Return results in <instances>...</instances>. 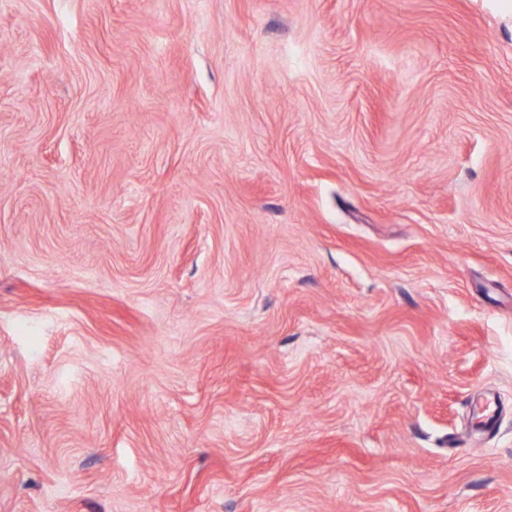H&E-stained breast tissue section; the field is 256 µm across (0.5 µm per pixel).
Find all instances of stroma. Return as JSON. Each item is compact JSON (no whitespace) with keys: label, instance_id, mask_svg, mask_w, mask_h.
<instances>
[{"label":"stroma","instance_id":"1","mask_svg":"<svg viewBox=\"0 0 512 512\" xmlns=\"http://www.w3.org/2000/svg\"><path fill=\"white\" fill-rule=\"evenodd\" d=\"M0 512H512V0H0Z\"/></svg>","mask_w":512,"mask_h":512}]
</instances>
